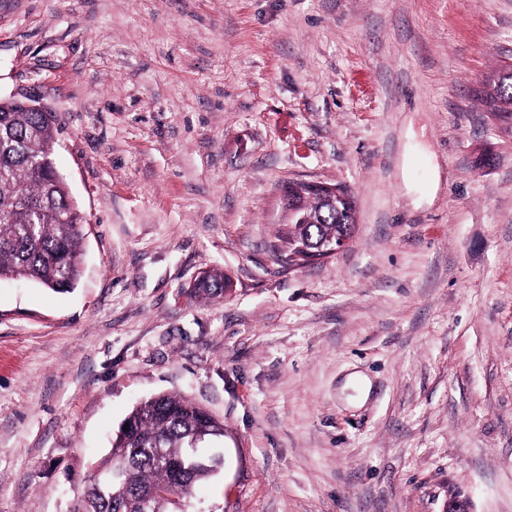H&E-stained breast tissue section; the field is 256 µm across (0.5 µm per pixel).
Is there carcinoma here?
Instances as JSON below:
<instances>
[{"label":"carcinoma","instance_id":"carcinoma-1","mask_svg":"<svg viewBox=\"0 0 512 512\" xmlns=\"http://www.w3.org/2000/svg\"><path fill=\"white\" fill-rule=\"evenodd\" d=\"M483 102L512 117V70L497 69L483 81ZM52 112H28L0 98V279H24L53 291L76 283L83 254L85 217L64 180L50 175L55 144ZM285 204L299 210L272 245L281 256L306 261V250L340 235H354L356 203L348 194L330 202L307 182L288 184ZM228 286L211 272L202 288ZM107 459L90 468L77 512H176L177 499L211 479L221 459L194 447L198 435L224 436V422L178 394L140 402L124 419Z\"/></svg>","mask_w":512,"mask_h":512}]
</instances>
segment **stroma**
Listing matches in <instances>:
<instances>
[{"label": "stroma", "instance_id": "obj_1", "mask_svg": "<svg viewBox=\"0 0 512 512\" xmlns=\"http://www.w3.org/2000/svg\"><path fill=\"white\" fill-rule=\"evenodd\" d=\"M509 61L512 0H0L86 218L73 290L0 282V512H74L162 393L224 421L184 512H512ZM292 181L347 249L273 256ZM482 99L487 108L501 112V117H512V70L501 68L483 81Z\"/></svg>", "mask_w": 512, "mask_h": 512}]
</instances>
